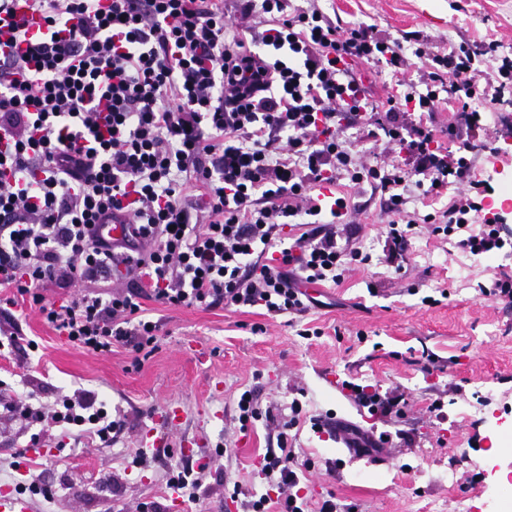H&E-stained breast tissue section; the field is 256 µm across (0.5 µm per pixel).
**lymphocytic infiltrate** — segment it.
I'll use <instances>...</instances> for the list:
<instances>
[{"label": "lymphocytic infiltrate", "instance_id": "lymphocytic-infiltrate-1", "mask_svg": "<svg viewBox=\"0 0 512 512\" xmlns=\"http://www.w3.org/2000/svg\"><path fill=\"white\" fill-rule=\"evenodd\" d=\"M47 26L26 54L0 61V318L11 354L38 344L23 331L18 306L74 346L108 354L115 346L151 355L161 322L143 303L210 310L264 308L299 315L307 295L292 283H339L347 264L368 263L336 227L352 212L341 181L370 186L395 219L386 237L396 270L410 262L408 234L466 231L462 248L494 254L506 241L482 218L480 181L471 177L472 142L482 102L512 88V58L498 42L432 50L375 26L349 24L317 0L292 10L288 0H30ZM420 81L404 80L414 59ZM36 67L37 83L18 79ZM388 69L396 94L374 99L362 69ZM453 101L456 119L436 126ZM447 144H440L439 135ZM384 142L395 155L366 162L356 145ZM462 185L446 210L409 211L413 190L438 196ZM124 225L121 238L100 234ZM124 274L120 291L99 278ZM67 294L47 300L46 282ZM359 406L402 415L404 394L347 381ZM5 409L27 425L53 421L73 441L110 445L122 426L93 392L52 405L15 400ZM266 449L265 491L234 483L241 512H305L295 489L303 469L289 441L299 401ZM210 464L176 465L166 486L195 505Z\"/></svg>", "mask_w": 512, "mask_h": 512}]
</instances>
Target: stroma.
I'll return each mask as SVG.
<instances>
[{"label":"stroma","instance_id":"35a3bbf8","mask_svg":"<svg viewBox=\"0 0 512 512\" xmlns=\"http://www.w3.org/2000/svg\"><path fill=\"white\" fill-rule=\"evenodd\" d=\"M327 14L346 22L375 25L383 35L402 40L412 53L415 39L439 50L490 40L512 54V0H319ZM498 122L476 132L480 149L472 176L491 190L487 211L504 218L512 239V204L501 205L504 184L512 182V100L484 104ZM359 213L349 225L352 240L370 253L338 284L319 286L318 306L287 321L262 310H203L147 300V317L164 324L159 348L140 366L132 353L115 347L96 355L69 344L47 326L37 310L25 309L23 331L38 348L29 358L0 355V396L6 400L35 393L49 404L60 395L95 392L120 411L124 422L114 444L83 442L58 450L60 431L33 433L20 421L0 415V490L14 488L9 465L43 476L62 493L52 512H106L112 492L131 504L153 501L161 512H183L165 488L166 473L182 458L181 448L199 443L203 456L228 444L216 459L201 491V512H237L229 482L258 483L256 471L268 446L264 425L240 434L236 397L252 390L258 402L287 410L299 399L306 419L298 425L296 445L312 462L299 494L310 512L335 498L355 512H512L499 491L503 475L512 476V303L483 296L490 278L512 277V248L472 258L455 239L431 234L419 225L409 235L412 262L395 271L385 247L391 213L370 188L352 191ZM312 337H301L303 329ZM200 345L205 363L192 351ZM437 368L426 371L428 358ZM335 371L338 387L323 379ZM396 389L409 405L403 416H369L340 383ZM444 404L441 414L428 410ZM181 409V423L167 431L168 452L150 451V465L134 468L142 435L168 405ZM326 413L374 434L392 435L385 463L340 447L313 432L310 417ZM60 456L61 465L39 466L27 448Z\"/></svg>","mask_w":512,"mask_h":512}]
</instances>
